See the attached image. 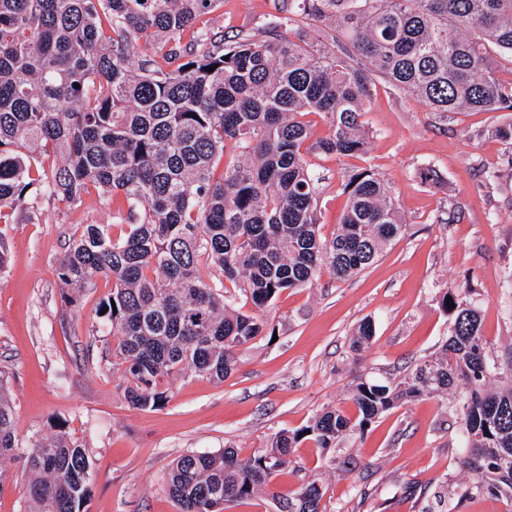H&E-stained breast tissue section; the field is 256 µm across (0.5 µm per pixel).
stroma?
Segmentation results:
<instances>
[{
    "mask_svg": "<svg viewBox=\"0 0 512 512\" xmlns=\"http://www.w3.org/2000/svg\"><path fill=\"white\" fill-rule=\"evenodd\" d=\"M288 0H219L201 27L231 37L256 32ZM369 151L363 166L391 187L407 230L357 276L322 274L308 288L278 294L266 314L276 338L238 353L233 374L168 379L163 407L139 410L125 400L122 366L87 360L85 347L103 339L100 315L112 282L97 277L66 306L54 259L85 224H108L121 197L97 191L71 208L45 195L23 215L0 221L6 268L0 272V369L10 377L15 433L23 446L64 429L91 457L95 481L89 512H177L164 482L172 462L188 451L233 447L240 459L264 448L280 431L303 428L328 406L349 407L354 380L395 377L440 351L452 318L445 293L468 289L479 309L489 363L507 377L512 348V145L495 127L512 112H457L441 117L411 93L374 78L363 116ZM319 219L331 235L346 209L341 189L346 161L318 152ZM434 169L438 180L424 179ZM373 336L356 350L362 322ZM458 391L421 396L384 412L364 435L324 450L302 440L275 491H294L301 475L317 476L324 512H424L433 493L455 491L474 476L462 467ZM352 458L343 466V458ZM0 512H24L21 461L0 462Z\"/></svg>",
    "mask_w": 512,
    "mask_h": 512,
    "instance_id": "1",
    "label": "stroma"
}]
</instances>
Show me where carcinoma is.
Here are the masks:
<instances>
[{"mask_svg": "<svg viewBox=\"0 0 512 512\" xmlns=\"http://www.w3.org/2000/svg\"><path fill=\"white\" fill-rule=\"evenodd\" d=\"M215 3L0 0V219L33 194L70 207L92 189L122 196L128 229L85 225L55 271L73 290L112 279L104 356L124 365V397L137 409L162 406L172 376L224 381L242 347L273 334L264 309L280 292L324 271L348 280L403 235L389 186L358 166L342 182L340 224L323 235L321 176L306 159L367 154L361 117L372 77L441 116L512 110V80L496 76L485 48L512 54V0H288V15L258 34H201L205 49L181 43ZM299 17L334 27L337 49L309 41ZM141 40L163 44L161 58L132 61ZM312 115L328 126L314 142ZM229 141L238 160L216 180ZM233 289L256 312L235 308ZM446 296L453 323L441 351L398 381L358 377L355 413L327 408L246 460L230 447L180 455L165 475L178 512H224L258 497L279 512H322L318 479L302 478L290 495L271 486L300 441L335 448L395 405L461 383L462 464L475 479L456 507L487 495L511 508L512 381L491 386L479 312L459 289ZM13 416L0 372V462L22 460L27 512H87L94 474L83 445L61 430L24 451Z\"/></svg>", "mask_w": 512, "mask_h": 512, "instance_id": "obj_1", "label": "carcinoma"}]
</instances>
